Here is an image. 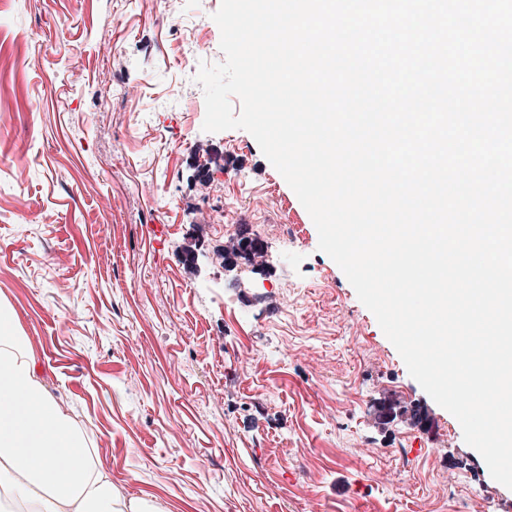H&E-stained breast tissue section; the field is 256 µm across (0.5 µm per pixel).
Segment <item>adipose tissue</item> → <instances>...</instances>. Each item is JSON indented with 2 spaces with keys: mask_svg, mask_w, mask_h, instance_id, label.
<instances>
[{
  "mask_svg": "<svg viewBox=\"0 0 512 512\" xmlns=\"http://www.w3.org/2000/svg\"><path fill=\"white\" fill-rule=\"evenodd\" d=\"M0 512H161L119 493L20 335L0 339Z\"/></svg>",
  "mask_w": 512,
  "mask_h": 512,
  "instance_id": "obj_1",
  "label": "adipose tissue"
}]
</instances>
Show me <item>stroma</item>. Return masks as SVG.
<instances>
[{
  "mask_svg": "<svg viewBox=\"0 0 512 512\" xmlns=\"http://www.w3.org/2000/svg\"><path fill=\"white\" fill-rule=\"evenodd\" d=\"M220 5L0 0L12 329L117 488L164 512H512L254 137L204 131ZM239 236L262 264L186 266Z\"/></svg>",
  "mask_w": 512,
  "mask_h": 512,
  "instance_id": "obj_1",
  "label": "stroma"
}]
</instances>
